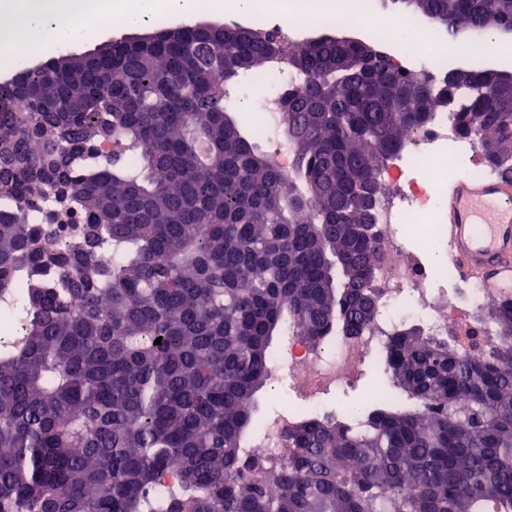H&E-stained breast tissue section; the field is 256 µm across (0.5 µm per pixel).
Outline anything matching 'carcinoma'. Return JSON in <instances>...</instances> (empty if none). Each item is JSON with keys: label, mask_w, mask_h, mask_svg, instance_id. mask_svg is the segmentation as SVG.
Segmentation results:
<instances>
[{"label": "carcinoma", "mask_w": 512, "mask_h": 512, "mask_svg": "<svg viewBox=\"0 0 512 512\" xmlns=\"http://www.w3.org/2000/svg\"><path fill=\"white\" fill-rule=\"evenodd\" d=\"M395 2L450 39L512 30V0ZM272 68L301 78L287 171L231 113ZM443 108L512 178L511 71L358 41L184 25L1 83L0 512H512V301L478 359L399 327L387 398L299 411L286 457L243 466L274 338L373 322L385 161Z\"/></svg>", "instance_id": "cac0c4a2"}]
</instances>
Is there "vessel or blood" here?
<instances>
[{
	"label": "vessel or blood",
	"mask_w": 512,
	"mask_h": 512,
	"mask_svg": "<svg viewBox=\"0 0 512 512\" xmlns=\"http://www.w3.org/2000/svg\"><path fill=\"white\" fill-rule=\"evenodd\" d=\"M450 257L469 277L512 300V180L462 179L448 197Z\"/></svg>",
	"instance_id": "vessel-or-blood-1"
}]
</instances>
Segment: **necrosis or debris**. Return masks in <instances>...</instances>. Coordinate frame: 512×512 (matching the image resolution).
Segmentation results:
<instances>
[{
	"instance_id": "necrosis-or-debris-1",
	"label": "necrosis or debris",
	"mask_w": 512,
	"mask_h": 512,
	"mask_svg": "<svg viewBox=\"0 0 512 512\" xmlns=\"http://www.w3.org/2000/svg\"><path fill=\"white\" fill-rule=\"evenodd\" d=\"M476 155L475 141L459 137L443 113L431 126L410 135L402 152L387 161L386 194L378 209L386 261L376 272L375 322L361 336H338L325 346L288 338L273 370L287 379L293 404L264 421L248 445L250 457L265 460L282 455L286 450L283 432L295 406L317 405L325 395L361 377L366 365L382 353L388 334L406 317H415L434 334L455 336L466 356H483L494 339V329L480 314L495 295L479 283L450 273L448 265L429 262L427 253L433 244L448 245V227L439 221L441 196L434 181L411 175L412 170L438 159L444 168L486 176L488 170L477 163Z\"/></svg>"
}]
</instances>
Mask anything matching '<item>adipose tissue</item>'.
Returning <instances> with one entry per match:
<instances>
[{"instance_id": "1", "label": "adipose tissue", "mask_w": 512, "mask_h": 512, "mask_svg": "<svg viewBox=\"0 0 512 512\" xmlns=\"http://www.w3.org/2000/svg\"><path fill=\"white\" fill-rule=\"evenodd\" d=\"M161 4L177 15L221 10L248 18L255 0H134L130 6L124 0H0V49L25 46L40 57L57 46L86 41L102 18L118 13L126 24L141 23Z\"/></svg>"}]
</instances>
